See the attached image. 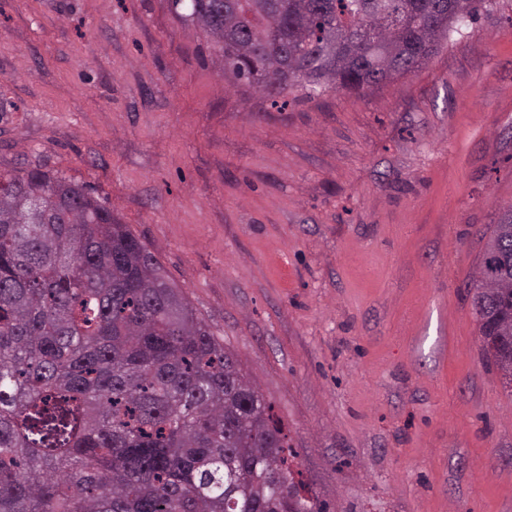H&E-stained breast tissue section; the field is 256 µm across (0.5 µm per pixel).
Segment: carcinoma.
Listing matches in <instances>:
<instances>
[{"label":"carcinoma","instance_id":"carcinoma-1","mask_svg":"<svg viewBox=\"0 0 512 512\" xmlns=\"http://www.w3.org/2000/svg\"><path fill=\"white\" fill-rule=\"evenodd\" d=\"M495 0H191L237 83L362 93ZM512 390V205L467 289ZM287 437L151 251L84 186L0 172V512H295Z\"/></svg>","mask_w":512,"mask_h":512}]
</instances>
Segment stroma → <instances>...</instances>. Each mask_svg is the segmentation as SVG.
I'll list each match as a JSON object with an SVG mask.
<instances>
[{"mask_svg":"<svg viewBox=\"0 0 512 512\" xmlns=\"http://www.w3.org/2000/svg\"><path fill=\"white\" fill-rule=\"evenodd\" d=\"M187 12L0 0V171L129 225L330 512H512V394L467 294L512 203V0L396 82L282 109Z\"/></svg>","mask_w":512,"mask_h":512,"instance_id":"1","label":"stroma"}]
</instances>
